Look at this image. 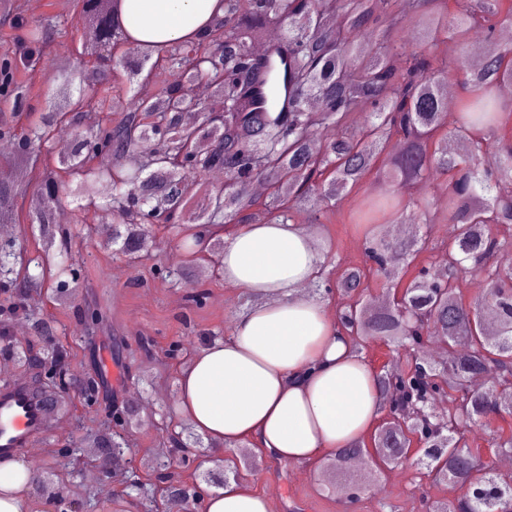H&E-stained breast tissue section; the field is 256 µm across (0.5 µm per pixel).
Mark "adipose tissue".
Returning <instances> with one entry per match:
<instances>
[{"label":"adipose tissue","mask_w":512,"mask_h":512,"mask_svg":"<svg viewBox=\"0 0 512 512\" xmlns=\"http://www.w3.org/2000/svg\"><path fill=\"white\" fill-rule=\"evenodd\" d=\"M221 0H124L132 38L168 44L194 38ZM216 234L224 233L216 225ZM224 281L260 297L232 333L201 350L181 373L177 416L217 448L252 440L285 463H314L369 431L380 414L374 372L322 302L301 294L323 262L299 225L243 224L225 235ZM30 471L0 457V512H30ZM266 497L230 482L204 490L201 512H268Z\"/></svg>","instance_id":"adipose-tissue-1"}]
</instances>
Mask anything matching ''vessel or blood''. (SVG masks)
<instances>
[{
    "label": "vessel or blood",
    "mask_w": 512,
    "mask_h": 512,
    "mask_svg": "<svg viewBox=\"0 0 512 512\" xmlns=\"http://www.w3.org/2000/svg\"><path fill=\"white\" fill-rule=\"evenodd\" d=\"M49 410V405L29 403L25 388L19 382L0 389V452L13 454L28 450L46 433Z\"/></svg>",
    "instance_id": "obj_1"
}]
</instances>
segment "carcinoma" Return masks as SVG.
Listing matches in <instances>:
<instances>
[{
    "instance_id": "obj_1",
    "label": "carcinoma",
    "mask_w": 512,
    "mask_h": 512,
    "mask_svg": "<svg viewBox=\"0 0 512 512\" xmlns=\"http://www.w3.org/2000/svg\"><path fill=\"white\" fill-rule=\"evenodd\" d=\"M78 5L80 23L98 38L74 59L47 55L54 25L20 16L13 23L17 47L0 57V102L18 112L30 109L23 75L38 62L56 72L52 111L40 113L18 137L20 179L0 187V223L14 220L17 199L28 195L31 223L39 227L37 247L26 256L19 244L0 243V283L13 289L17 304L45 287L47 273H54L60 294L77 280L75 269L56 261L71 239L53 222L64 188L76 212L93 205L112 214L114 255L133 265L160 250L156 225L178 228L187 238L198 226L291 221L301 206L314 223L331 224L341 198L373 174L383 192L366 196L351 216L352 223L368 225L365 260L333 281L320 272L317 288L324 300L334 290L348 296L338 326L358 335L356 350L360 337L375 339L392 349V363L404 364L391 380L375 373L381 413L392 417L374 431L375 451L392 466L413 439L422 442V478L452 480L462 489L450 502H432L431 512H512V483L485 470L463 442L466 428L492 416L512 417V268L492 263L512 249V136L500 135L496 96L500 84L512 82V47L494 37L496 28L512 23V0H224V14L199 37L167 45L130 37L122 0ZM406 25L419 35L411 48L390 38ZM271 28L283 32L281 45L263 60L252 59L250 45ZM482 28L488 29L484 57L468 64L464 44ZM168 69L178 70L181 80L166 83ZM450 76L464 89L456 118L441 95ZM199 81L213 94L190 127L182 113L191 110L190 88ZM132 90L137 102L128 109L123 100ZM313 98L322 105L317 112L309 107ZM361 101L372 111L358 120L353 112ZM87 106L103 113L89 131L81 128ZM60 124L71 131L70 142L38 176L43 150ZM313 139L322 142V152H310ZM393 139L402 152L385 158ZM212 170L224 172L223 187L201 180ZM437 173L449 175L437 198L407 205L396 200L393 187L423 196ZM255 180L268 186L262 199L250 194ZM381 213L416 231L387 238L376 225ZM435 220L453 232L430 245L418 228ZM222 250L224 239L209 237L201 250L187 251L185 267L206 261L217 272ZM424 251L430 256L421 264ZM32 266L40 273H31ZM463 271L485 279L483 294L468 302ZM374 283L388 293L381 308L364 298ZM489 317L496 318L493 334L485 328ZM81 318L93 330L108 316L95 304ZM32 332L14 355L29 366L28 397L39 401L66 392L68 352L51 321L34 320ZM433 336L453 346L465 337L467 349L438 364L423 344ZM488 368L498 372L501 392L472 391L470 378ZM436 390L448 392L450 406L443 417L426 419L429 429L395 421ZM81 394L86 402L123 410L96 376ZM167 439L174 448L211 447L188 425ZM80 444L100 449L102 457L130 447L127 434L113 432L108 419L85 431ZM365 455L359 441L327 458L335 489ZM31 484L43 498L60 497L50 471Z\"/></svg>"
}]
</instances>
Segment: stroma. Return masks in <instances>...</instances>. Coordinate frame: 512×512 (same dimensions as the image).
<instances>
[{"mask_svg": "<svg viewBox=\"0 0 512 512\" xmlns=\"http://www.w3.org/2000/svg\"><path fill=\"white\" fill-rule=\"evenodd\" d=\"M22 17L33 16L39 20L57 22L59 30L50 44L54 57L69 58L87 44L85 28L79 23L74 0H42L38 12L28 10V0H14ZM99 210L89 208L81 212L78 221L72 222L75 233L71 255L79 269L78 281L69 292L66 308H59L51 295L41 297L38 306H22L19 312L5 311L7 292L0 290V327L11 326L15 317H54L56 336L71 346L75 352L69 372L85 375L89 366L109 373L112 389L118 397H125L128 389H139L151 395L159 386L170 392L168 401L161 403L145 417L143 424L133 430L131 450L138 464L141 482H149L152 472L144 463L151 456L162 453V438L167 427H180L181 419L175 416L179 397V375L185 367V358L173 354V344L188 347L199 353L213 341L231 333L238 311L249 303L240 290L226 285L222 278L209 277L196 280L194 285L163 279L156 274L159 266L176 264L183 251L177 230L162 231L164 248L154 257L137 266L113 258L107 243L95 232V221L101 218ZM318 235L331 239L333 249L326 261L330 272L361 263L362 238L351 224H322ZM202 290L205 300L195 305L193 290ZM100 302L112 316L111 335L101 337L94 355L84 353L85 330L78 317L88 301ZM122 337L127 351L122 364L112 360V339ZM63 430L45 433L37 446L39 457L33 459L35 468L51 462L57 448L76 447L64 470L61 495L66 499L104 500L109 512H151L150 500L137 497L126 486V475L112 476L109 482H87L89 469L86 452L77 444L83 428L97 427L99 418L84 405L78 388H71L63 399ZM239 481L251 489L269 495V512H288L289 503H297L303 512H381V503H390L393 512H423L422 497L447 498L441 485H419L416 468H401L399 475L374 474L355 504H348L345 497L325 487L313 466L284 464L271 457H264L260 469L242 471Z\"/></svg>", "mask_w": 512, "mask_h": 512, "instance_id": "stroma-1", "label": "stroma"}]
</instances>
